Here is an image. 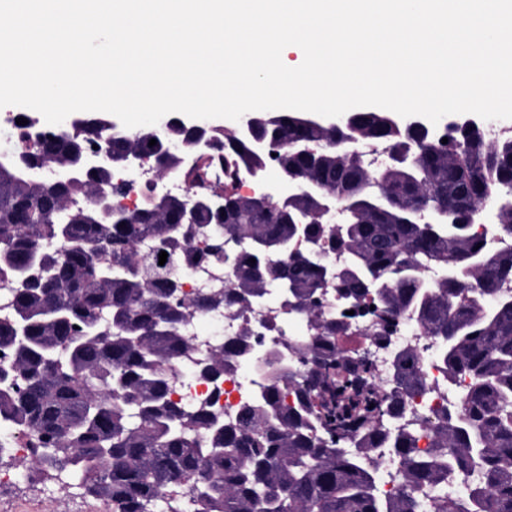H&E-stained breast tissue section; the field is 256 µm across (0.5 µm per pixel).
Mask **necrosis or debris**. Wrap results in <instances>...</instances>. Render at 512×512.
<instances>
[{
	"instance_id": "obj_1",
	"label": "necrosis or debris",
	"mask_w": 512,
	"mask_h": 512,
	"mask_svg": "<svg viewBox=\"0 0 512 512\" xmlns=\"http://www.w3.org/2000/svg\"><path fill=\"white\" fill-rule=\"evenodd\" d=\"M247 323L258 327L264 347L283 351L288 346L307 341L313 335L306 320L289 311L274 297L253 307L243 319L227 316L220 309L191 319L186 326V334L192 340V349L174 364L176 377L172 384V400L180 402L210 397L209 387L195 382L194 372L211 348L228 337L238 335ZM362 346L368 351L371 372L379 383L390 377L394 351L409 347L417 350L424 365L427 390L424 395L408 401L402 421L415 428V445L419 451H426L431 444L430 423L447 410L452 400L447 381L432 362L435 351L433 338L425 336L413 321L403 319L398 321L383 342L376 344L366 340ZM255 379V373L246 363L239 364L234 372L225 375L223 392L218 399L225 418L234 417L240 402L251 393Z\"/></svg>"
}]
</instances>
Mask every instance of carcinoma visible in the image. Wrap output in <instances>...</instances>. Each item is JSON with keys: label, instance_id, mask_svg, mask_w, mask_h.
<instances>
[{"label": "carcinoma", "instance_id": "cac0c4a2", "mask_svg": "<svg viewBox=\"0 0 512 512\" xmlns=\"http://www.w3.org/2000/svg\"><path fill=\"white\" fill-rule=\"evenodd\" d=\"M298 116L279 112L258 134L284 144L275 161L286 178L311 180L319 194L287 208L238 194L237 181L269 157L214 129L200 157L224 169V208L199 210L193 224L183 223L193 194L162 202L149 193L103 217L95 196L109 189L110 164L90 179L33 177L98 140L114 158L148 155L164 177L180 168L163 143L109 131L93 113L0 156V461L8 436L24 437L35 449L25 474L81 489L112 512H512V136L491 144L479 124L461 123L437 147L419 125L352 112L365 142L406 152L429 143L411 162L373 170L336 148L341 131ZM326 196L359 205L331 224L320 213ZM488 196L499 212L493 247L469 224ZM227 238L238 248L226 260ZM315 248L347 253L336 290L352 306H375L382 327L370 341L405 318L434 338L435 363L459 390L426 453L414 431L392 426L426 388L418 356L396 355L389 383L374 387L367 359L336 343L350 324L327 306ZM204 265L228 267L234 280L172 296L171 280ZM273 294L316 336L287 356L256 350L246 326L214 347L202 369L214 393L241 362L262 379L229 423L209 401L174 402L172 364L190 350V318L221 306L245 314ZM383 454L399 466L388 496L378 489ZM461 481L463 495L430 501Z\"/></svg>", "mask_w": 512, "mask_h": 512}]
</instances>
